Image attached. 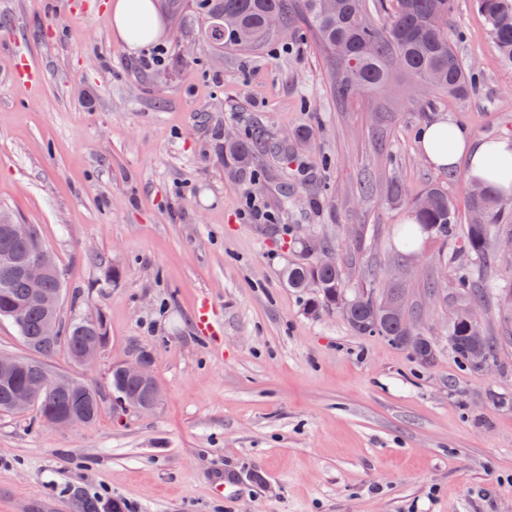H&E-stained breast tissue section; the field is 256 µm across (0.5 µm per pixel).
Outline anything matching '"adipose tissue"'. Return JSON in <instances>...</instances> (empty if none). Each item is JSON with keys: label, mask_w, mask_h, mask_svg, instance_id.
I'll use <instances>...</instances> for the list:
<instances>
[{"label": "adipose tissue", "mask_w": 512, "mask_h": 512, "mask_svg": "<svg viewBox=\"0 0 512 512\" xmlns=\"http://www.w3.org/2000/svg\"><path fill=\"white\" fill-rule=\"evenodd\" d=\"M112 20L115 37L128 49L138 50L142 39L132 37L130 28L141 21L159 31L160 17L154 0H114ZM419 148L434 167L451 172L464 170L472 181L488 178L487 164L491 159L512 162V138H478L447 117H438L422 127Z\"/></svg>", "instance_id": "ef3b65f1"}]
</instances>
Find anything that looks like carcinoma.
<instances>
[{"label": "carcinoma", "mask_w": 512, "mask_h": 512, "mask_svg": "<svg viewBox=\"0 0 512 512\" xmlns=\"http://www.w3.org/2000/svg\"><path fill=\"white\" fill-rule=\"evenodd\" d=\"M388 23L366 20V0H195V8L205 19L198 36L214 52L226 50L249 53L279 38L281 32L270 28L271 16L279 19L280 27H293L300 17L312 32L325 54L331 71L334 94L342 99L368 95L388 86L387 76L393 67L416 79L427 89L465 97L476 91L453 48L448 35L450 0H392ZM484 17L493 43L501 56L512 65V0H475ZM268 138L262 131L245 139L224 143V155L240 170L263 155ZM481 195L472 197L467 211V224L462 239L454 251L466 252L479 263L498 262L496 237L492 228L498 223L512 201L489 185L480 186ZM412 224L398 229V244L408 253L415 252L425 236L446 240L454 236L457 216L448 192L439 184L429 187L422 196L412 200ZM31 243L16 239L0 230V255L6 252L23 255ZM285 284L297 291L318 289L309 303V311L336 310L351 328L361 336H383L392 344L411 351L421 362L428 363L422 350L407 340L399 317L386 313L382 298L372 290L348 291L342 269L314 260L293 264L283 272ZM458 286L468 300L479 306L486 302L487 292L471 287L470 272L462 267ZM49 314L29 297L25 279L17 272L0 266V320L15 327L30 356L20 359L22 367L11 382H0V412H11L15 390H31L30 409L40 417L52 413H73L90 408L100 410L97 389L81 379L57 374L59 383L49 392L36 390V372L49 370L45 358L63 349L75 363H82L84 351L106 333L101 317H78L69 323L60 322L55 311L57 334L45 335ZM478 329L462 314H457L448 326L450 349L461 362L481 368L496 360L500 343L485 336L475 338ZM112 393L126 399L143 395V389L122 377L118 368L110 373Z\"/></svg>", "instance_id": "1"}]
</instances>
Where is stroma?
Returning a JSON list of instances; mask_svg holds the SVG:
<instances>
[{"label":"stroma","instance_id":"obj_1","mask_svg":"<svg viewBox=\"0 0 512 512\" xmlns=\"http://www.w3.org/2000/svg\"><path fill=\"white\" fill-rule=\"evenodd\" d=\"M111 2L0 0V210L55 254L62 321L106 326L93 365L48 360L98 390L93 423L0 413V512H79L77 496L103 491L134 512H512V255L471 267L490 290L484 331L502 343L475 369L448 346L464 304L450 248L429 237L408 254L396 240L407 201L432 184L467 213L464 171L420 154L426 122L512 136V66L473 0H451L448 26L475 95L418 93L403 76L349 100L311 37L214 53L188 9L171 24L168 0H154L167 61L144 70L113 35ZM24 56L42 75L34 93L15 80ZM258 128L273 147L237 176L224 137ZM393 181L402 203L384 196ZM250 190L275 223L240 218ZM311 237L333 242L352 289L403 266L430 364L308 311L282 272L309 261ZM203 296L214 336L195 322ZM141 352L161 400L115 417L110 371ZM228 476L230 498L214 490Z\"/></svg>","mask_w":512,"mask_h":512}]
</instances>
